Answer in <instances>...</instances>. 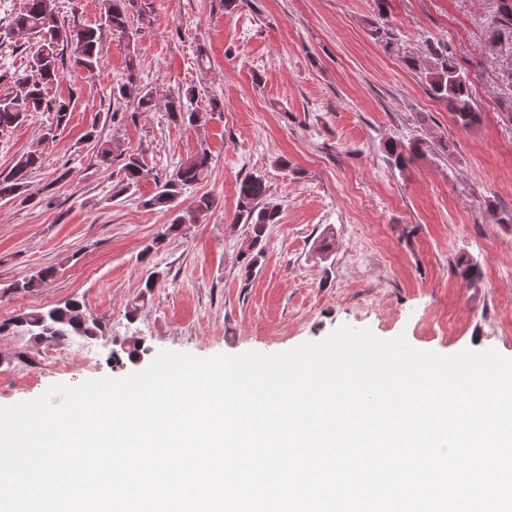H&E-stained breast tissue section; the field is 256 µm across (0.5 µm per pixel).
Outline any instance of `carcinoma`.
<instances>
[{
    "label": "carcinoma",
    "instance_id": "obj_1",
    "mask_svg": "<svg viewBox=\"0 0 512 512\" xmlns=\"http://www.w3.org/2000/svg\"><path fill=\"white\" fill-rule=\"evenodd\" d=\"M141 0H101V9L111 34L124 39L129 48L127 81L112 87V99L118 104L126 99L137 101V107L148 112L158 106L163 107L168 119L175 124L188 123L200 126L205 121L203 113L193 108L195 91L172 92L159 99L154 91L142 85L137 79L138 55L136 31L130 27L132 18L144 19ZM379 21L374 23L373 35L386 37L392 44L387 28L389 0H377ZM14 33L30 34L39 37L36 51L30 58V67L37 75L34 80H17L19 93L10 98L0 97V130L13 128L31 119L38 112L55 113V127L66 124L71 112L70 104L63 100L46 97L47 86L58 81L64 68V47L75 46L78 56L75 64L94 72L100 61L102 31L99 27L70 26L57 12L56 0H26L23 9L10 24ZM424 78L428 93L445 104L452 114L454 123L463 130L473 128L480 122V113L472 103L470 82L454 65L448 55V46L425 41ZM389 161L402 169L415 158L425 154L426 147L421 139L406 142L396 140L386 144ZM123 157V176L117 183V194H123L138 186L147 178H153L157 191L142 200V206L149 209H163L171 213L170 220L163 225V231L155 243H161L166 236L177 232L185 224H199L207 219L215 200L203 194L196 198L192 207L179 209L178 199L184 190L204 181L211 167L208 148L200 146L197 152L188 156L171 173L160 178L146 168L141 154L121 151L111 142L101 143L97 158L104 166H111L115 156ZM42 153L31 150L22 155L9 171L0 174V200L6 202L28 201V179L41 164ZM234 221L247 226L250 233L249 253L245 254V274H253L260 264L264 252L261 243L267 226L280 221V207L269 201V188L265 180L256 175L244 178L239 185L237 210ZM56 275V269L46 267L38 270L29 279L18 282L15 288L25 292L41 288ZM23 331L36 342L45 336L63 335L92 337L102 332L100 323L85 310L78 300H71L62 307L48 311L31 309L23 311L7 323L0 324V335L16 334Z\"/></svg>",
    "mask_w": 512,
    "mask_h": 512
}]
</instances>
